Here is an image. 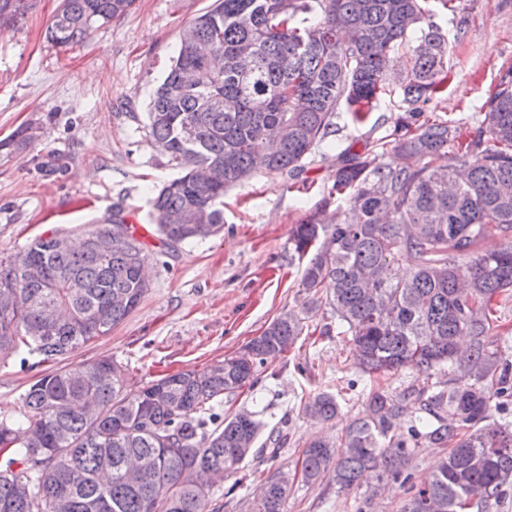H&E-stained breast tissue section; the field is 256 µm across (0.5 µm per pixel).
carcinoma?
Masks as SVG:
<instances>
[{
	"mask_svg": "<svg viewBox=\"0 0 512 512\" xmlns=\"http://www.w3.org/2000/svg\"><path fill=\"white\" fill-rule=\"evenodd\" d=\"M36 0H0V23ZM136 0H61L46 29L68 49L131 11ZM318 10L309 24L298 13ZM420 31L400 86L390 167L376 151L339 157L324 202L346 209L328 224L310 216L291 242L308 259L302 311H287L239 352L206 368L167 373L139 387L111 358L60 367L34 382L15 418L0 419V512H204L210 487L249 457L274 459L279 427L256 446L263 423L241 411L217 422L224 395L254 387L267 361L302 335L308 314L328 308L331 333L353 345L369 376L448 364L455 381L433 392L377 390L340 439H313L296 472L337 492L386 477L411 484L403 512H491L512 486V425L492 403L512 397V363L493 333L492 302L512 303V75L490 95L467 144L450 122L425 116L448 82L450 44L420 0H215L183 33L154 90L145 129L177 177L151 200L164 245L205 239L224 224V193L254 173L297 175L334 133L341 103L363 122L385 91L392 55ZM31 125L0 140L19 154ZM44 177L64 176L68 157L30 158ZM110 238L102 250L92 238ZM40 236L0 259V360L38 354L58 362L124 321L149 291L145 243L121 211L104 217L79 249ZM488 240L493 250L480 249ZM408 275L394 273L399 260ZM413 400L430 419L393 432ZM331 393L304 404L328 423ZM448 449L430 479L413 482L411 449ZM290 479L261 481L251 512H284Z\"/></svg>",
	"mask_w": 512,
	"mask_h": 512,
	"instance_id": "1",
	"label": "carcinoma"
}]
</instances>
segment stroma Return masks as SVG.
Wrapping results in <instances>:
<instances>
[{
    "label": "stroma",
    "instance_id": "stroma-1",
    "mask_svg": "<svg viewBox=\"0 0 512 512\" xmlns=\"http://www.w3.org/2000/svg\"><path fill=\"white\" fill-rule=\"evenodd\" d=\"M214 0H136L128 14L94 30L80 46L60 52L44 32L60 0H38L17 24L0 31V139L34 122L39 151L70 159L63 178L37 173L27 154L0 153V258L35 237L64 232L82 239L97 220L121 211L130 225L148 229V293L111 333L67 355L76 365L111 358L128 366L134 385L178 370L203 369L239 351L281 312L300 310L304 261L290 241L307 215L320 213L337 156L385 141L392 118L403 111L398 78L406 50L394 59L388 89L368 119L354 125L340 106L338 131L305 159L303 172L258 173L224 195V227L216 235L173 248L151 234L150 200L173 172L148 140L142 116L188 23ZM452 46L448 84L427 107L434 119L456 125L461 140L473 137L499 79L512 71V0H424ZM330 310L309 319L308 331L262 369L253 389L225 396L221 416L255 412L282 425L288 444L273 459L248 458L212 487L207 508L247 512L262 476L294 471L317 435H343L363 416L373 385L354 363L350 344L323 336ZM53 363L37 358L0 361V416L18 413L22 396ZM336 395L338 416L329 425L303 412L308 397ZM408 486L385 480L380 488L337 492L332 481L294 482L285 512H402Z\"/></svg>",
    "mask_w": 512,
    "mask_h": 512
}]
</instances>
